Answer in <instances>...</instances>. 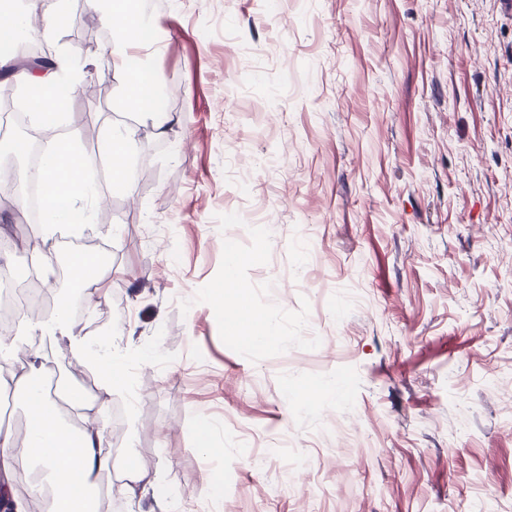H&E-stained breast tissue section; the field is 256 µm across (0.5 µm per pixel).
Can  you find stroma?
Returning a JSON list of instances; mask_svg holds the SVG:
<instances>
[{"label": "stroma", "instance_id": "obj_1", "mask_svg": "<svg viewBox=\"0 0 512 512\" xmlns=\"http://www.w3.org/2000/svg\"><path fill=\"white\" fill-rule=\"evenodd\" d=\"M152 2L168 138L90 64L112 45L85 0L46 39L77 74L80 153L138 127L129 187L100 173L86 230L51 228L36 268L47 319L61 242L97 238L127 282L72 318L149 356L104 423L115 472L158 485L103 512H512V10ZM239 300L264 344L229 325ZM26 347L69 378L68 337Z\"/></svg>", "mask_w": 512, "mask_h": 512}]
</instances>
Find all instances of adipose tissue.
Returning a JSON list of instances; mask_svg holds the SVG:
<instances>
[{
  "mask_svg": "<svg viewBox=\"0 0 512 512\" xmlns=\"http://www.w3.org/2000/svg\"><path fill=\"white\" fill-rule=\"evenodd\" d=\"M88 9L101 13L112 36V60L109 71L125 74L129 71L132 53L150 57L158 51V42H146L135 37V29L144 27V15H128L122 0H86ZM41 15L44 35L58 32L67 13L60 0H29L24 12H16L10 0H0V37L18 40L30 36V19ZM133 129L108 131L105 152L111 162L113 186L125 187L132 180L127 162L134 141ZM94 154L74 159L69 137L59 138L57 148L48 154L39 171V177L48 193L44 210L53 224L71 223L73 217L88 220L86 200L93 194L92 184L84 176L96 168ZM46 329L49 333L75 339L72 349L77 365L94 370L101 379L99 411H106L112 394L127 389L130 383V363L137 349H115L100 336L85 338L70 315L68 300H61ZM46 378L44 365L29 362L22 369H14L11 358H0V388L10 389L21 400L27 417V437L18 441L10 427L0 425V497L12 500L15 512H30L36 499L49 497L48 512H76V504L85 500L87 493L98 489L103 476L112 472V455L107 450V439L102 427L86 424L75 428L62 422L55 400L43 386ZM41 469L47 476V485L30 479L33 469Z\"/></svg>",
  "mask_w": 512,
  "mask_h": 512,
  "instance_id": "ef3b65f1",
  "label": "adipose tissue"
}]
</instances>
